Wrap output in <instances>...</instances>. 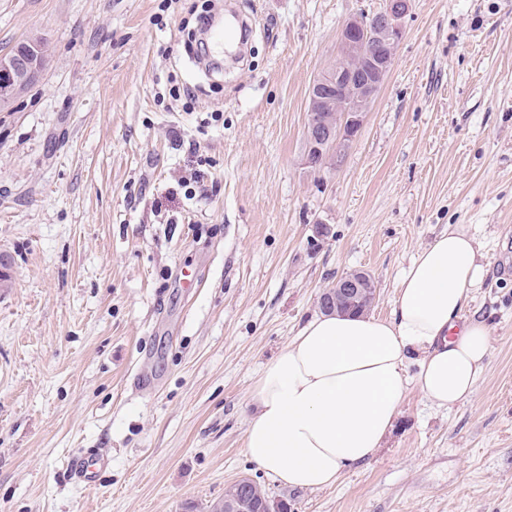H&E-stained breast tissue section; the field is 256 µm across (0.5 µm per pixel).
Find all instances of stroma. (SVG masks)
Listing matches in <instances>:
<instances>
[{"label":"stroma","instance_id":"obj_1","mask_svg":"<svg viewBox=\"0 0 512 512\" xmlns=\"http://www.w3.org/2000/svg\"><path fill=\"white\" fill-rule=\"evenodd\" d=\"M201 0H0V54L48 42L0 107V512H209L250 477L287 512H512V0H411L394 65L335 165L304 161L308 92L383 0H232L242 58L205 72ZM193 89L191 105L169 95ZM468 225L492 330L475 396L409 386L365 466L290 489L244 452L259 371L368 272L372 315ZM88 448L112 458L89 486ZM371 280L364 271L353 270L346 272L336 277V280L332 285L325 289L319 299L321 309L328 311L325 306L336 304V307L341 309L342 304L357 305L364 302L365 298L371 300V305L376 301L377 288L375 283L372 285L374 288H370ZM373 291L371 295L369 292ZM328 296L331 303L325 300ZM109 462V456L97 449L74 459L71 463V471L80 483L92 484L97 471Z\"/></svg>","mask_w":512,"mask_h":512}]
</instances>
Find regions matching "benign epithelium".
I'll list each match as a JSON object with an SVG mask.
<instances>
[{
    "mask_svg": "<svg viewBox=\"0 0 512 512\" xmlns=\"http://www.w3.org/2000/svg\"><path fill=\"white\" fill-rule=\"evenodd\" d=\"M411 0H385L373 15L349 18L340 37L339 61L312 84L307 107L305 164L321 169L332 163L340 148L360 131L365 112L393 67L404 35V19ZM46 45L29 40L0 54V106L14 101L38 84L43 75ZM371 280L353 270L338 277L319 299L320 307L376 301ZM224 512H275L270 500L230 494Z\"/></svg>",
    "mask_w": 512,
    "mask_h": 512,
    "instance_id": "benign-epithelium-1",
    "label": "benign epithelium"
}]
</instances>
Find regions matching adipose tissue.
Masks as SVG:
<instances>
[{
    "instance_id": "obj_1",
    "label": "adipose tissue",
    "mask_w": 512,
    "mask_h": 512,
    "mask_svg": "<svg viewBox=\"0 0 512 512\" xmlns=\"http://www.w3.org/2000/svg\"><path fill=\"white\" fill-rule=\"evenodd\" d=\"M480 257L465 225H449L401 277L391 319L308 320L252 385L248 459L286 487L326 488L381 448L408 385L439 407L471 399L491 350L490 326L464 316Z\"/></svg>"
}]
</instances>
